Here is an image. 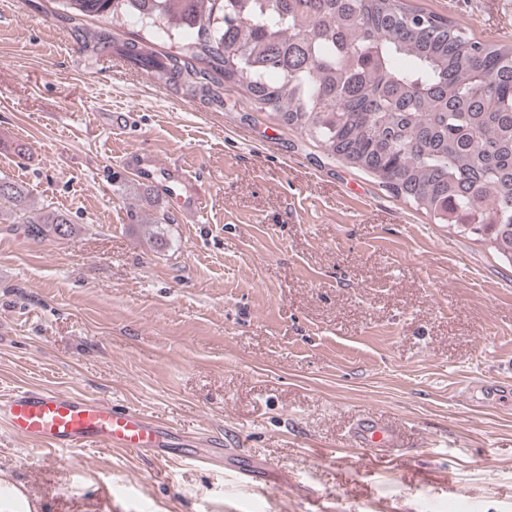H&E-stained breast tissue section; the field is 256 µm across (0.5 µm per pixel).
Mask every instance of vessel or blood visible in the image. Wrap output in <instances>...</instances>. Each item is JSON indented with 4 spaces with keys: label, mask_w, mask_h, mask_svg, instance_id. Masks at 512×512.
Instances as JSON below:
<instances>
[{
    "label": "vessel or blood",
    "mask_w": 512,
    "mask_h": 512,
    "mask_svg": "<svg viewBox=\"0 0 512 512\" xmlns=\"http://www.w3.org/2000/svg\"><path fill=\"white\" fill-rule=\"evenodd\" d=\"M122 161L136 180L151 185L159 197L177 205L183 223L200 222L202 209L186 167L161 164L147 151L125 155ZM0 422L13 435L39 442L48 452L122 448L139 454L174 446L177 440L170 426L136 408L56 389H17L1 395ZM348 443L367 452L381 446L398 449L403 445V434L365 416L352 424Z\"/></svg>",
    "instance_id": "1"
}]
</instances>
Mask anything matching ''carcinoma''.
Listing matches in <instances>:
<instances>
[{
	"mask_svg": "<svg viewBox=\"0 0 512 512\" xmlns=\"http://www.w3.org/2000/svg\"><path fill=\"white\" fill-rule=\"evenodd\" d=\"M60 16L135 19L121 44L158 78L225 84L512 264V42L478 40L409 0H51ZM177 45L156 49L153 35ZM95 50L106 29L85 33ZM0 214L43 235L62 212L0 176Z\"/></svg>",
	"mask_w": 512,
	"mask_h": 512,
	"instance_id": "carcinoma-1",
	"label": "carcinoma"
}]
</instances>
